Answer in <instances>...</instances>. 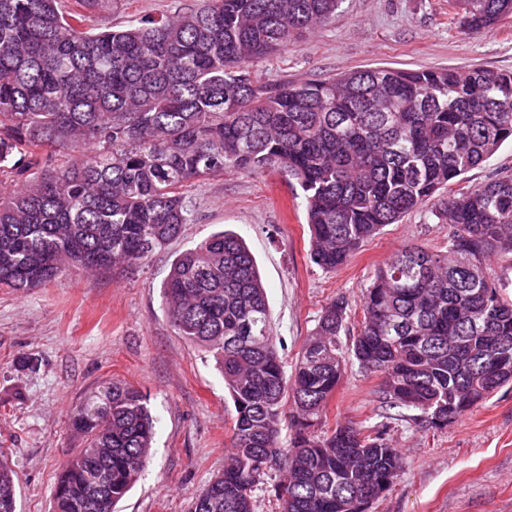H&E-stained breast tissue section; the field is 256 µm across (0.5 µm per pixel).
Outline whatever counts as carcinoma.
<instances>
[{
  "label": "carcinoma",
  "mask_w": 512,
  "mask_h": 512,
  "mask_svg": "<svg viewBox=\"0 0 512 512\" xmlns=\"http://www.w3.org/2000/svg\"><path fill=\"white\" fill-rule=\"evenodd\" d=\"M491 31L512 0H455ZM0 0V288L26 292L76 268L134 266L191 222L185 191L228 171L280 170L298 183L309 262L348 264L389 224L512 139V72L375 67L300 84L252 69L341 0H207L112 29V0ZM448 247H410L379 267L364 320L339 343L347 303L331 301L287 375L266 290L243 240L223 231L182 253L162 288L177 332L212 353L233 402L232 451L193 512H255L253 488L286 468L285 512H355L399 479L378 427L315 432L352 361L380 376L391 408L442 428L512 383V173L438 202ZM292 395L294 435L278 441ZM467 406L460 407L461 400ZM86 445L67 459L52 512H115L150 461L143 395L106 382L77 406ZM0 455V512H16Z\"/></svg>",
  "instance_id": "carcinoma-1"
}]
</instances>
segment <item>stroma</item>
I'll list each match as a JSON object with an SVG mask.
<instances>
[{"label":"stroma","mask_w":512,"mask_h":512,"mask_svg":"<svg viewBox=\"0 0 512 512\" xmlns=\"http://www.w3.org/2000/svg\"><path fill=\"white\" fill-rule=\"evenodd\" d=\"M203 4L112 0L103 23L117 28ZM373 67L512 71V17L486 32L464 26L453 0H343L329 23L291 40L258 73L305 82ZM502 170L512 171L511 141L448 192L476 188ZM299 192L278 172H227L189 188L191 224L138 267L73 270L24 293L0 289V453L15 472L17 512H52L59 469L84 446L71 414L108 381L140 391L156 420L151 460L116 512H192L197 491L222 471L232 449V401L212 356L175 333L161 298L177 256L211 234L228 230L246 242L289 368L331 301L348 304V333L340 338L348 343L378 267L411 245L448 244L449 228L430 201L384 227L347 266L322 271L307 259ZM379 383L347 367L323 417L327 430L346 422L383 426L402 456L400 479L369 512H512V386L440 429L415 411L400 416L386 407Z\"/></svg>","instance_id":"stroma-1"}]
</instances>
